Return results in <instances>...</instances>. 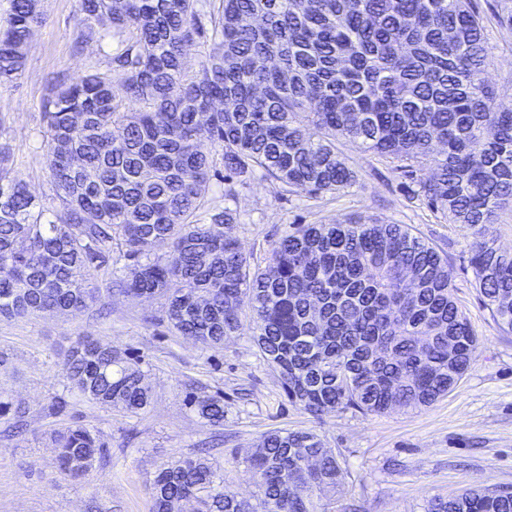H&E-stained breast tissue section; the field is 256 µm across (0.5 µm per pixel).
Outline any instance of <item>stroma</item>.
<instances>
[{"instance_id":"1","label":"stroma","mask_w":512,"mask_h":512,"mask_svg":"<svg viewBox=\"0 0 512 512\" xmlns=\"http://www.w3.org/2000/svg\"><path fill=\"white\" fill-rule=\"evenodd\" d=\"M46 22L26 49V67L0 84V148L9 155L12 177L26 183L40 201L52 191L44 164V103L55 81L105 69L112 38L75 52L79 0H39ZM484 22L489 49L486 77L512 101V29L499 22V0H472ZM339 149L356 172L350 189L291 194L254 173L224 195L221 174L210 179L208 201L230 208V233L264 263L276 243L296 224H328L370 216L408 225L447 255L454 296L477 336L463 380L434 404L365 416L354 411L314 417L289 404L275 372L252 344L243 324L223 345L202 348L172 334L162 301L108 294L110 280L122 279L127 260L112 256L111 274L95 272L104 288L101 309L0 318V400L25 406L27 428L5 434L0 420V512H153L152 483L170 461L210 449L224 470L230 492L247 495L253 480L237 459L265 432L311 430L339 456L347 476L331 496V512H424L431 498H453L476 485L512 486V331L494 321L475 286L468 263L473 239L464 224H451L416 194L428 168L414 173L387 159L341 142ZM81 336L112 341L141 367L153 385L146 410L130 414L87 401L68 390L62 356ZM224 395V425L214 428L186 404L188 393ZM62 399L59 416L47 415ZM82 424L103 433L111 448L83 476H59L51 431Z\"/></svg>"}]
</instances>
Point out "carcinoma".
Masks as SVG:
<instances>
[{"instance_id":"1","label":"carcinoma","mask_w":512,"mask_h":512,"mask_svg":"<svg viewBox=\"0 0 512 512\" xmlns=\"http://www.w3.org/2000/svg\"><path fill=\"white\" fill-rule=\"evenodd\" d=\"M81 0L76 48L110 31L108 69L52 85L44 163L57 202L9 176L0 150V316L80 312L101 300L94 272L125 247L118 288L164 300L177 335L204 347L253 323V341L289 403L319 417L428 406L467 372L475 336L453 297L448 260L403 224L353 218L298 224L253 265L224 233L229 208L206 207L210 173L256 170L289 193L335 194L355 172L336 141L426 165L419 193L474 231L469 264L494 321L512 329V253L490 233L512 207V104L485 78L488 48L470 0ZM45 23L39 0H11L0 21V81L25 67ZM210 49L198 68L184 49ZM137 105L133 112L123 102ZM159 242L167 254L152 257ZM71 388L131 413L152 397L145 375L110 342L78 338L64 358ZM188 405L224 425V397ZM60 475L108 452L99 431L53 432ZM242 463L256 494L224 490L204 457L153 480L156 512H317L345 478L311 430L270 431ZM427 512H512V486L433 499Z\"/></svg>"}]
</instances>
